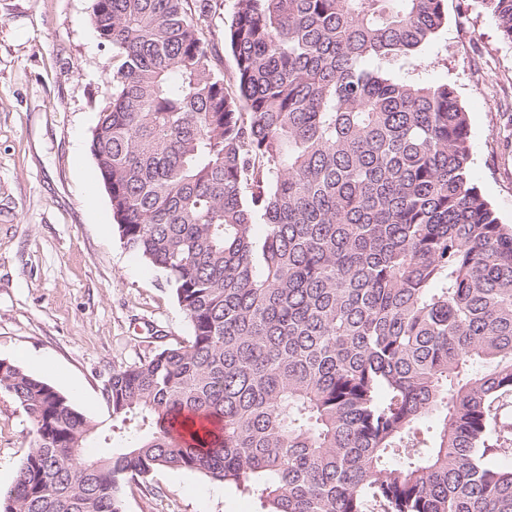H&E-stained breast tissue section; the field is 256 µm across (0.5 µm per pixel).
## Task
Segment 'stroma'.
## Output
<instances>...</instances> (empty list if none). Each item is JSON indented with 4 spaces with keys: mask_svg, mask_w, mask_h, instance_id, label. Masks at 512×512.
<instances>
[{
    "mask_svg": "<svg viewBox=\"0 0 512 512\" xmlns=\"http://www.w3.org/2000/svg\"><path fill=\"white\" fill-rule=\"evenodd\" d=\"M93 0H0V359L107 422L112 371L191 335L162 275L127 251L89 143L111 51ZM446 22L395 77L451 84L468 115L474 183L512 225V42L481 0H445ZM33 425L0 392V488ZM124 512H261L199 474L161 468L128 487Z\"/></svg>",
    "mask_w": 512,
    "mask_h": 512,
    "instance_id": "obj_1",
    "label": "stroma"
}]
</instances>
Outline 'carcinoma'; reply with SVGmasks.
Segmentation results:
<instances>
[{
  "mask_svg": "<svg viewBox=\"0 0 512 512\" xmlns=\"http://www.w3.org/2000/svg\"><path fill=\"white\" fill-rule=\"evenodd\" d=\"M481 3L512 43V0ZM218 9L94 0L90 151L192 336L112 373L105 435L0 359L35 428L0 512H123L159 468L262 512H512V226L455 89L391 74L444 0H233L229 76ZM224 4L221 5L219 13L212 19L209 27H205V31L211 41H213L219 49L222 57L224 71L231 72L234 67V60L229 51L224 52L223 45V30L224 24L227 26L230 24L233 14V2L232 0H223Z\"/></svg>",
  "mask_w": 512,
  "mask_h": 512,
  "instance_id": "obj_1",
  "label": "carcinoma"
}]
</instances>
